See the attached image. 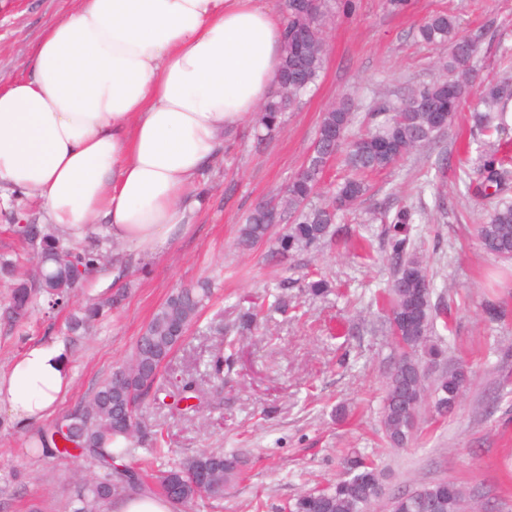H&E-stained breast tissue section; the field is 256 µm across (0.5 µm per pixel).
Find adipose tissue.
<instances>
[{"mask_svg":"<svg viewBox=\"0 0 512 512\" xmlns=\"http://www.w3.org/2000/svg\"><path fill=\"white\" fill-rule=\"evenodd\" d=\"M283 26L256 0H79L28 78L0 89V190L36 199L76 241L154 253L186 233L188 190L274 87ZM59 340L0 373V413L28 428L71 380Z\"/></svg>","mask_w":512,"mask_h":512,"instance_id":"adipose-tissue-1","label":"adipose tissue"}]
</instances>
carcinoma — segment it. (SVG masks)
<instances>
[{
    "label": "carcinoma",
    "instance_id": "cac0c4a2",
    "mask_svg": "<svg viewBox=\"0 0 512 512\" xmlns=\"http://www.w3.org/2000/svg\"><path fill=\"white\" fill-rule=\"evenodd\" d=\"M283 14L278 81L288 88L269 96L255 118L257 130L268 134L280 127L285 114L293 111L318 82L326 54L324 30L332 7L330 0H309L302 8L284 0ZM418 34L422 41L446 48L447 55L440 61L436 79L417 92L435 100L442 96L445 84L457 86L455 98L443 103V127H434L429 114L413 108L408 98L398 104L384 99L375 108V127L352 138L351 99L343 98L323 112L313 148L281 198L261 203L246 215L238 229L240 249L250 250L264 242L274 218L288 221L275 240L274 253L285 256L326 245L336 234L338 212L350 209L366 194L362 175L386 170L443 135L472 97H479L485 107V112L474 115L475 130L482 135L500 131V126L490 124L487 113L512 100V80L483 88L469 81L468 66L478 52V42L469 43L458 35L457 20L451 14L441 11L431 15L419 26ZM333 136L336 153H345L350 175L336 184L328 201L319 202ZM504 162L499 150L493 149L484 152L473 167L482 197L491 199L502 190ZM411 221L412 213L405 207L389 219L388 245L396 264L393 279L403 282V287L390 285L384 299L387 329L400 341L394 343L398 354L386 375L381 429L386 444L396 450L411 445L424 405L431 406L438 417L453 414L469 377L463 365L432 376L431 369L441 365L445 350L433 340L437 319L431 304L433 283L426 262L411 245L407 229ZM13 232L27 247L36 246L42 254V283L38 287L22 272L20 255L0 256V276L13 281L3 316L13 324L22 323L38 305L49 313L68 307L77 291L87 287V281L75 279L69 270L80 266L91 273L104 260L99 243L70 247L49 224L18 225ZM474 232L486 254L512 259V204H495L488 221L475 225ZM210 296L207 282L173 291L137 337L126 360L99 384L92 397L56 418L48 428L30 435V454L83 458L99 469L94 479L70 486L66 512H102L104 505L115 500L154 493L146 475L154 460L168 455L171 449L161 433L139 421L137 410L141 403L157 400L165 390L161 369L198 322ZM121 300L122 295L115 294L71 312L67 335L76 340L87 334ZM207 375L215 381L224 380L223 351L212 354ZM119 437L124 438L125 447H112ZM142 445L149 447V456H136L137 447ZM243 465L244 456L235 451H199L157 477L159 494L176 505L185 506L197 499L218 504L234 487ZM372 467L377 463L370 455L352 452L344 458L343 473L335 482L298 496L289 504V512H372L385 495L381 471L368 482L362 479ZM425 501L436 503L433 512H464L466 498L458 484L443 479L418 486L407 500L391 495L386 512H421L419 505Z\"/></svg>",
    "mask_w": 512,
    "mask_h": 512
}]
</instances>
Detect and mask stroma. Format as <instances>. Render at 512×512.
Wrapping results in <instances>:
<instances>
[{
	"label": "stroma",
	"instance_id": "1",
	"mask_svg": "<svg viewBox=\"0 0 512 512\" xmlns=\"http://www.w3.org/2000/svg\"><path fill=\"white\" fill-rule=\"evenodd\" d=\"M78 0H0V86L27 75L43 32ZM445 11L460 33L479 37L471 67L477 80L512 77V0H409L392 12L387 0H353L336 7L325 31L327 54L316 88L288 113L282 127L256 141L251 121L233 127L222 157L199 178L208 189L187 233L146 256L111 243L105 267L79 290L74 305L117 291L118 308L69 349L71 385L58 412L87 400L131 351L153 314L178 287L215 282L209 305L162 375L164 401L147 403L142 418L161 430L171 452L165 471L202 449L237 450L246 466L232 494L216 509L195 503L176 512H285L300 493L342 473L354 448L373 453L393 493L450 479L467 494L469 512H512V261L486 255L473 227L490 207L469 186V161L481 152L471 140L470 111L446 134L368 179V191L339 220L321 251L272 257L270 244L236 246L243 217L277 198L304 164L322 113L340 98L354 101V132L365 130L377 101L406 98L435 76L443 48L421 42L418 26ZM412 207L410 240L434 280L432 302L447 308L435 335L447 366L472 376L456 411L445 418L422 412L412 445L388 448L380 407L392 354L380 295L393 279L389 223L378 208ZM41 221L38 205L20 198L0 206V254L18 248L11 226ZM324 279L327 293L310 282ZM494 302L497 317L484 312ZM258 306L252 332L237 331L238 316ZM65 313L35 312L27 323L0 321V372L31 344L65 340ZM224 367L223 409L211 411L213 384L206 365L215 350ZM198 383L197 411L176 410L171 398L186 374ZM28 431L0 422V512H64L70 483L93 474L68 457L24 454Z\"/></svg>",
	"mask_w": 512,
	"mask_h": 512
}]
</instances>
